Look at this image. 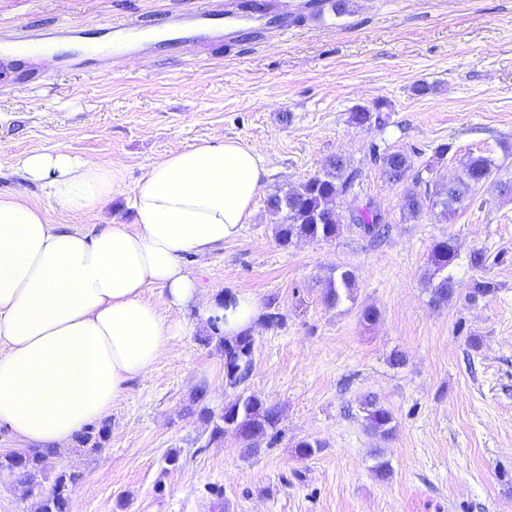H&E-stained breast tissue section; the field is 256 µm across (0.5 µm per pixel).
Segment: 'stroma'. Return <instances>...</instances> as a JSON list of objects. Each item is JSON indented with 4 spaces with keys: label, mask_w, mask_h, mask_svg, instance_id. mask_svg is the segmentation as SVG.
Wrapping results in <instances>:
<instances>
[{
    "label": "stroma",
    "mask_w": 512,
    "mask_h": 512,
    "mask_svg": "<svg viewBox=\"0 0 512 512\" xmlns=\"http://www.w3.org/2000/svg\"><path fill=\"white\" fill-rule=\"evenodd\" d=\"M202 2L0 0V32L70 23L81 36L64 48L88 60V43L112 42L108 21L145 16L163 28L169 14ZM284 5V35L262 20L254 34L189 53L128 49L102 72L56 60L39 61L32 80L0 70V194L19 186L17 161L35 150L121 168L123 189L89 211V225L132 223L130 189L187 146L222 137L262 156L265 186L249 222L184 263L204 295L249 294L282 316L279 326L253 327L252 370L237 389L225 381L223 353L205 341L210 327L182 337L101 419L98 451L74 444L49 458L28 495L1 475L0 512H34L64 468L81 476L70 512H512V195L499 189L512 181V0H348L342 13L336 0ZM420 84L428 93H416ZM378 104L386 125L351 122L357 108ZM444 144L448 154L437 157ZM397 150L441 182L472 154L497 169L452 219L433 209L406 220L404 184L373 160ZM333 154L361 171L336 202L340 234L279 245L265 195L321 173ZM367 200L389 222L377 245L348 222ZM449 237L458 292L436 307L423 274ZM477 248L503 252V263L471 269ZM341 267L356 286L330 307L325 284ZM480 276L500 288L469 302ZM367 306L374 322L360 319ZM396 352L403 365L391 364ZM241 393L279 408L276 442L216 434ZM368 394L393 414L389 439L366 429L359 401ZM313 439L322 450L299 456L297 444ZM381 460L384 477L374 470Z\"/></svg>",
    "instance_id": "1"
}]
</instances>
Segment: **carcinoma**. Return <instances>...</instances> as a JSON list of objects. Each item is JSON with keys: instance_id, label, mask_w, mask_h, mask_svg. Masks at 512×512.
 Wrapping results in <instances>:
<instances>
[{"instance_id": "1", "label": "carcinoma", "mask_w": 512, "mask_h": 512, "mask_svg": "<svg viewBox=\"0 0 512 512\" xmlns=\"http://www.w3.org/2000/svg\"><path fill=\"white\" fill-rule=\"evenodd\" d=\"M351 120L357 125H386L381 113V106L375 111L359 108L351 113ZM382 170L386 179L392 183H403L412 179L404 193L403 215L415 218L429 204L440 208V216L446 220L453 217L458 207L469 198L471 188L490 177L495 161L484 155H470L461 163L460 172L440 183L425 179L422 171H413L411 157L404 151H392L381 157ZM357 177L348 159L340 154H333L325 160L323 172L309 178L285 192H275L265 201L266 211L274 218V237L286 246L298 239L328 241L335 238L341 230L336 216L335 202L347 194ZM354 224L363 236L376 242L384 236L387 221L381 209L372 202L360 207L352 216ZM458 258L456 245L451 238L435 243L431 254V268L424 273L430 290V301L436 307L448 304L456 293L455 281L448 274V268ZM501 259V254L494 256L485 249L473 250L468 258L472 268L482 270L489 261ZM355 276L348 269L336 270V275L329 277L324 299L330 306H335L344 298H352ZM499 285L488 278H479L471 282L468 300L476 302L496 294ZM210 339L216 340V346L224 354V371L226 380L233 387L245 381L251 372L254 338L245 332L228 339L220 332H213ZM365 411L367 428L382 437L394 431L393 414L381 404L376 397L367 396L361 401ZM280 419L278 407L266 404L253 395L240 394L230 405L224 407L221 420L224 426H215L220 434L232 433L248 441L255 437L275 438ZM104 430L94 431L90 428L77 436V442L93 452L99 449L97 436ZM62 451L55 448H31L22 451H10L0 454V474H7L28 494L40 485L45 477V462L48 458L59 456ZM80 475L71 470L57 472L52 490L41 506V512H69L71 498L76 490Z\"/></svg>"}]
</instances>
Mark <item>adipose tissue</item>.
<instances>
[{"mask_svg": "<svg viewBox=\"0 0 512 512\" xmlns=\"http://www.w3.org/2000/svg\"><path fill=\"white\" fill-rule=\"evenodd\" d=\"M18 169L20 187L0 195V425L24 445L63 449L193 334L167 316L200 298L182 258L239 234L265 167L234 140L186 147L132 188L133 223L90 230L83 217L123 187L122 169L61 149L31 152ZM32 186L45 206L29 202ZM50 207L69 223H52ZM201 314L231 338L251 328L258 305L239 295Z\"/></svg>", "mask_w": 512, "mask_h": 512, "instance_id": "adipose-tissue-1", "label": "adipose tissue"}]
</instances>
